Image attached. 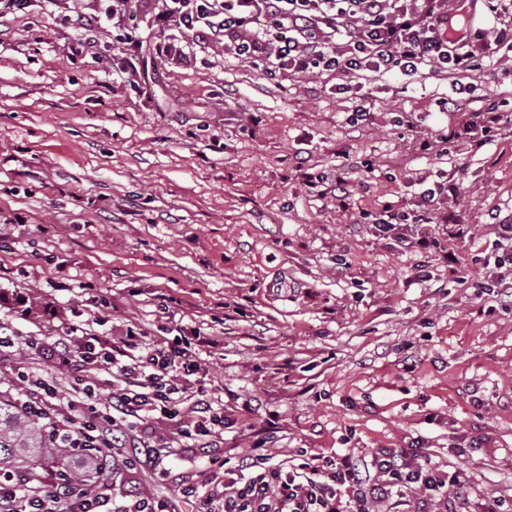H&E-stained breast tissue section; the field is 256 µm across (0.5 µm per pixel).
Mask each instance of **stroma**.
Listing matches in <instances>:
<instances>
[{
  "label": "stroma",
  "instance_id": "1",
  "mask_svg": "<svg viewBox=\"0 0 512 512\" xmlns=\"http://www.w3.org/2000/svg\"><path fill=\"white\" fill-rule=\"evenodd\" d=\"M101 7L29 0L0 23V209L21 218L0 223V292L32 308L0 307L21 341L0 359V390L17 395L18 363L64 382L36 346L62 335L71 313L99 334L135 325L150 342L198 332L218 344L201 348L192 382L223 403L224 438L191 444L151 414L146 441L166 474H137L175 512H191L183 483H203L214 460L246 454L259 433L285 468L303 448H418L463 466L470 485L454 512L512 495V307L476 301L435 255L401 252L360 216L410 203L416 175L450 171L422 143L448 123L451 81L425 72L368 84L370 116L354 128L345 119L357 101L338 79L274 76L156 28L157 0L135 9L146 74L113 64L108 21L71 56L78 18ZM164 40L186 58H155ZM510 91L506 57L472 97L482 106ZM252 113L259 126L247 125ZM367 158L368 179L357 170ZM460 162L455 208L469 232L434 230L466 263L491 257L490 213L512 208V128ZM301 163L347 177L353 209L308 196L293 178ZM419 265L431 281L413 282Z\"/></svg>",
  "mask_w": 512,
  "mask_h": 512
}]
</instances>
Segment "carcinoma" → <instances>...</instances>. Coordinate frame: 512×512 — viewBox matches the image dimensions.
Instances as JSON below:
<instances>
[{
    "label": "carcinoma",
    "mask_w": 512,
    "mask_h": 512,
    "mask_svg": "<svg viewBox=\"0 0 512 512\" xmlns=\"http://www.w3.org/2000/svg\"><path fill=\"white\" fill-rule=\"evenodd\" d=\"M73 459L77 465L65 469L73 486L97 489L99 449L63 447V440L53 437L44 419L0 393V474L23 472L32 486L41 488L49 462L62 465Z\"/></svg>",
    "instance_id": "cac0c4a2"
}]
</instances>
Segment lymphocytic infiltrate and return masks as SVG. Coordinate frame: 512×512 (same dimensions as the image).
<instances>
[{
	"instance_id": "obj_1",
	"label": "lymphocytic infiltrate",
	"mask_w": 512,
	"mask_h": 512,
	"mask_svg": "<svg viewBox=\"0 0 512 512\" xmlns=\"http://www.w3.org/2000/svg\"><path fill=\"white\" fill-rule=\"evenodd\" d=\"M157 25H176L182 32L222 46L244 63L264 62L289 75L336 74L341 89L360 95L366 83L395 73L413 75L427 68L456 84L481 78L498 54H512V0H161ZM453 121L447 132L423 149L466 142L479 151L496 142L512 122L501 103L473 108L470 100L448 104ZM295 179L308 193L346 210L352 193L297 167ZM460 193L459 180L435 182L420 192L411 210L385 205L375 211L372 229L393 238L401 251L436 250L458 283H473L477 298L492 295L512 302V280L500 273L512 263V212L497 215L494 226L498 255L495 268L472 279L454 252L444 251L440 237L428 230L433 219L449 223L447 201ZM209 336L178 338L172 343L145 342L134 328L117 336L69 326L65 336L40 345L39 351L60 367H74L67 391L54 381L20 371L23 408L43 417L72 447L111 449L110 490L75 492L52 481L46 492L27 493L21 475H0V512H168L165 502L146 496L134 475L160 466V452L138 455L133 447L146 430L151 412H166L181 382L198 374V348L213 346ZM108 373L122 385L110 398L98 396V376ZM194 414L179 419L184 438L215 435L223 426L222 409L207 394L194 403ZM262 442L248 456L224 468L223 479L207 491L188 484L185 501L203 502L207 512H373L375 503L392 493L411 492L420 502H447L468 485L463 468L444 471L418 452L381 449L369 458L337 456L331 468L306 461L286 470L268 465Z\"/></svg>"
}]
</instances>
